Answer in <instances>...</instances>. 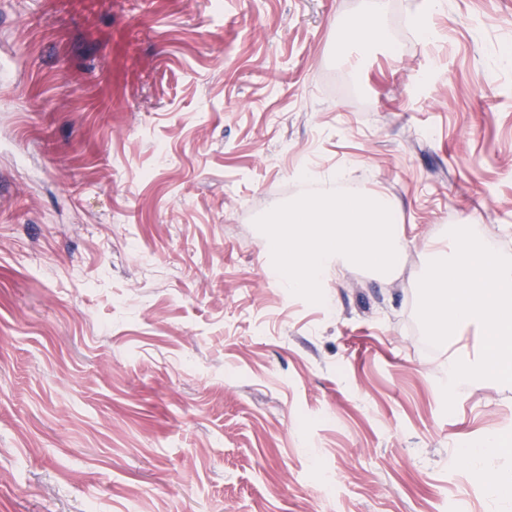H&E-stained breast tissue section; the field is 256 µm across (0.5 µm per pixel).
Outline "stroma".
<instances>
[{"mask_svg": "<svg viewBox=\"0 0 512 512\" xmlns=\"http://www.w3.org/2000/svg\"><path fill=\"white\" fill-rule=\"evenodd\" d=\"M0 0V512H491L512 385L425 350L469 227L512 257V0ZM310 168L393 199L390 276L324 301L254 225ZM388 2L386 0H375L374 11L356 22L343 37L341 44L342 50H347L351 45H363L369 40L378 35V31L375 28V18L387 8Z\"/></svg>", "mask_w": 512, "mask_h": 512, "instance_id": "1", "label": "stroma"}]
</instances>
